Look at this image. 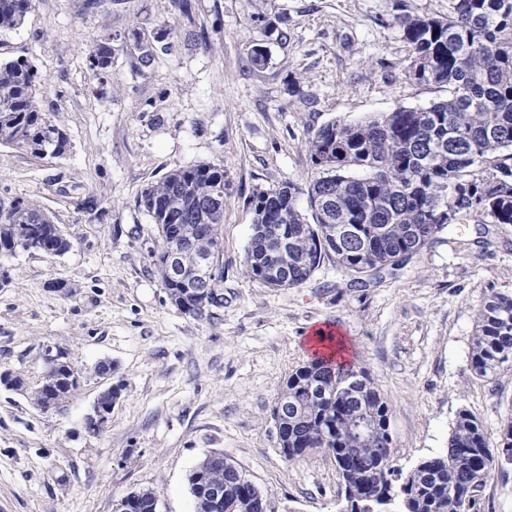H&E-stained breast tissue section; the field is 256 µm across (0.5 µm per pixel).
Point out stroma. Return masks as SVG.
<instances>
[{"mask_svg": "<svg viewBox=\"0 0 512 512\" xmlns=\"http://www.w3.org/2000/svg\"><path fill=\"white\" fill-rule=\"evenodd\" d=\"M32 0L0 59H29L45 77L43 108L69 136L60 158L0 146V198L40 204L71 239L69 252H17L1 263L0 372L35 387L47 350L80 376L58 407L0 387V512H114L152 490L158 512H195L189 472L208 454L232 458L270 512H338L332 458L286 461L271 408L310 357L314 325H335L340 357L387 402L395 460L410 468L448 448L468 409L490 436L512 417V369L477 378L469 362L476 312L489 289L512 292V225L496 245L475 227L444 230L395 274L364 288L324 262L295 288L245 274L254 188L306 186L308 133L341 119L446 99L444 86L405 72L409 48L394 19L447 16L450 0ZM155 60L144 67L127 33ZM112 36V67L93 75L88 44ZM268 63L252 66L256 47ZM224 168V306L197 320L173 306L152 256L159 238L138 204L170 170ZM111 378L98 375L102 362ZM122 382L107 421L84 418ZM477 512H512V464L495 466Z\"/></svg>", "mask_w": 512, "mask_h": 512, "instance_id": "1", "label": "stroma"}]
</instances>
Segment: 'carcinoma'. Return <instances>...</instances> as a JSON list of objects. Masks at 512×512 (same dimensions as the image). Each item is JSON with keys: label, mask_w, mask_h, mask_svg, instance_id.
I'll use <instances>...</instances> for the list:
<instances>
[{"label": "carcinoma", "mask_w": 512, "mask_h": 512, "mask_svg": "<svg viewBox=\"0 0 512 512\" xmlns=\"http://www.w3.org/2000/svg\"><path fill=\"white\" fill-rule=\"evenodd\" d=\"M32 0H0V33L20 28ZM408 44L405 72L419 84L448 86V98L426 107H398L357 122L334 120L308 132L316 171L307 190L291 182L276 189L255 188L250 198L253 231L245 256L248 276L269 288L304 284L327 260L362 288L383 272L402 269L435 236L461 220L476 225L483 247L489 225L512 224V0H451L448 17L395 18ZM89 69L99 76L112 65V42L90 40ZM45 83L26 58L0 61V145L39 159L59 158L67 135L50 119L40 99ZM306 193L307 210L298 195ZM224 168L210 164L170 170L143 190L139 205L151 218L161 244L180 231L199 240L181 262L188 276L201 271L204 254L222 247ZM32 237L41 252L63 255L70 239L50 213L36 203L0 198V252L24 250ZM288 264V278L268 271ZM168 299L179 311L187 289L171 284L161 253L153 255ZM213 307L224 305V268L211 277ZM49 369L29 395L41 405L46 395L62 403L79 386L68 354L56 351ZM512 363V293L493 288L476 313L470 348L471 370L492 378ZM353 377L343 383V376ZM288 403V433L280 453L289 462L313 451L333 458L344 501L352 512H379L395 496L396 512H471L475 496L504 453L512 454V420L497 439L467 409L458 412L444 456L396 468L389 408L364 371L313 358L283 381L275 402ZM370 418L363 436L350 430L358 405ZM189 474L196 512H259L267 498L256 487L228 483L239 468L219 453ZM213 486L224 487L214 504ZM133 512H157L149 489L134 491Z\"/></svg>", "instance_id": "obj_1"}]
</instances>
